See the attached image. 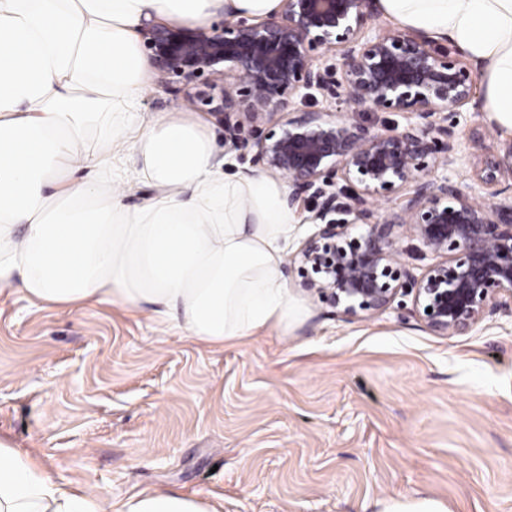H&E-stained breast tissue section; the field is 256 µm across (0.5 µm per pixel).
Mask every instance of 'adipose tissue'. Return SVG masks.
Wrapping results in <instances>:
<instances>
[{
	"instance_id": "adipose-tissue-1",
	"label": "adipose tissue",
	"mask_w": 512,
	"mask_h": 512,
	"mask_svg": "<svg viewBox=\"0 0 512 512\" xmlns=\"http://www.w3.org/2000/svg\"><path fill=\"white\" fill-rule=\"evenodd\" d=\"M280 0H0V295L48 308L122 305L211 346L306 318L283 257L287 184L227 173L208 125L143 118V21L261 17ZM479 66L486 110L512 135V0H378ZM143 183L152 196L127 198ZM0 512H218L176 490L120 506L59 482L0 440Z\"/></svg>"
}]
</instances>
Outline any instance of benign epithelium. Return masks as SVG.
<instances>
[{
  "mask_svg": "<svg viewBox=\"0 0 512 512\" xmlns=\"http://www.w3.org/2000/svg\"><path fill=\"white\" fill-rule=\"evenodd\" d=\"M372 5L282 0L255 23L150 21L141 35L157 68L223 119L224 143L288 179L286 207L315 225L286 267L303 288L348 317L410 295L430 330L462 335L512 302V202L498 200L512 182V141L484 155L467 185L438 175L462 163L445 120L480 106L472 70L423 32L369 26ZM317 93L406 122L365 126L298 106ZM404 238L438 261L415 273L399 258Z\"/></svg>",
  "mask_w": 512,
  "mask_h": 512,
  "instance_id": "1",
  "label": "benign epithelium"
}]
</instances>
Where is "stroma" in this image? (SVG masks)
<instances>
[{
    "label": "stroma",
    "instance_id": "stroma-1",
    "mask_svg": "<svg viewBox=\"0 0 512 512\" xmlns=\"http://www.w3.org/2000/svg\"><path fill=\"white\" fill-rule=\"evenodd\" d=\"M153 72L141 112L224 126ZM468 183L505 136L453 115ZM307 312L208 347L120 306L72 313L0 296V439L64 483L113 501L176 487L220 512H382L428 497L448 512H512V308L463 336L411 312L347 318L288 280Z\"/></svg>",
    "mask_w": 512,
    "mask_h": 512
}]
</instances>
